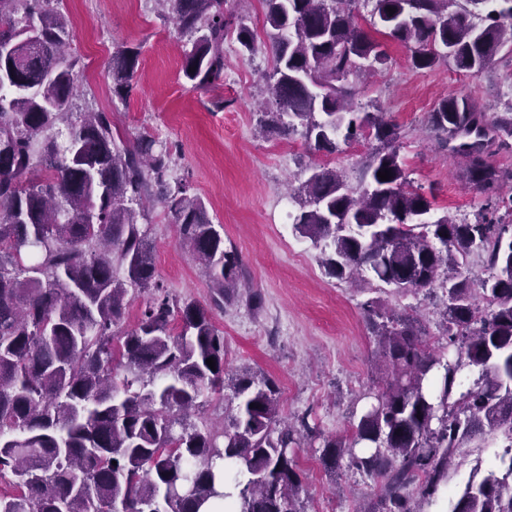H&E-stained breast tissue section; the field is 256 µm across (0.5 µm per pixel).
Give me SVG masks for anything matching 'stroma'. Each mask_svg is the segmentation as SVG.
<instances>
[{
  "mask_svg": "<svg viewBox=\"0 0 512 512\" xmlns=\"http://www.w3.org/2000/svg\"><path fill=\"white\" fill-rule=\"evenodd\" d=\"M70 18L83 69L77 111L112 113V131L126 145L144 134L170 146L176 176L189 177L213 223L224 227V246L239 257L238 295L221 308L211 305V283L179 241L178 228L159 203H151L146 230L154 247L156 275L177 300L208 307L224 335L227 371L271 376L280 388L279 414L288 422L307 418L326 436H342L359 414V394L383 369L367 327L364 303L413 315L425 338L441 346L437 296L399 292L377 280L338 279L326 274L320 251L294 230L300 211L288 188L299 186L314 165L340 169L360 189L370 142L344 144L328 153L309 148L302 133L262 135L259 110L267 98L262 73L271 65V43L259 0H226L227 14L244 19L255 33L256 50L242 51L235 34L224 41V82L196 88L181 73L188 40L164 18L155 0H52ZM121 45L140 49L136 90L129 98L112 91L108 62ZM387 65L357 77L354 105L381 109L397 123V142L411 188L435 197V215L474 220L484 197L460 176V163L444 147L431 123L438 102L466 96L488 118L512 107V54L500 52L482 70L452 65H411L409 47L385 40ZM223 99L215 110L214 99ZM504 446L490 436L464 449L459 464L426 512H450L452 498L473 468L489 469ZM300 501L305 512H368L379 492L373 480L348 468H326L309 440L296 450Z\"/></svg>",
  "mask_w": 512,
  "mask_h": 512,
  "instance_id": "35a3bbf8",
  "label": "stroma"
}]
</instances>
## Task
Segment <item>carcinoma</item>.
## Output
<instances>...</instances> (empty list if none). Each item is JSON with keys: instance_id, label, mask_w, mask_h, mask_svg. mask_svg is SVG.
<instances>
[{"instance_id": "cac0c4a2", "label": "carcinoma", "mask_w": 512, "mask_h": 512, "mask_svg": "<svg viewBox=\"0 0 512 512\" xmlns=\"http://www.w3.org/2000/svg\"><path fill=\"white\" fill-rule=\"evenodd\" d=\"M361 1L369 2L261 0L276 106L263 129H300L311 149L329 153L340 135L375 141L357 195L339 170L310 169L291 194L303 198L295 229L333 277L370 274L398 292L439 290L454 357L428 344L416 318L366 302L387 375L359 397L348 434L329 438L304 420L299 429L281 421L273 378H226L224 336L208 310L172 298L157 280L138 222L152 188L180 243L205 264L214 306L232 296L238 264L224 250L223 225L189 181L173 177L171 149L148 134L131 147L117 143L105 109L73 112L81 59L69 19L46 0H0V477L11 474L18 487L0 496V512H198L219 496L232 499L234 512H304L294 458L303 431L321 440L325 466L347 457L379 483L372 512H424L460 450L499 434L507 442L499 464L468 481L452 512H512V195L502 194L512 173L489 162L494 146H509L512 108L490 121L466 96L437 104L434 128L499 216L430 219L431 198L406 189L399 126L380 109L348 107L349 77L388 60L355 20ZM155 2L191 43L183 77L196 87L224 81L232 24L224 0ZM371 14L383 35L413 46L416 69L478 71L502 49L512 53V0H374ZM236 32L254 51L251 28L239 22ZM139 56L129 46L112 52V91L122 98L134 89ZM384 170L387 181L377 176ZM474 252L489 270L478 289L466 268ZM131 291L151 298L118 337ZM115 364L124 370L119 382ZM466 368L478 370L467 388ZM206 387L232 391L236 412L220 429L189 421Z\"/></svg>"}]
</instances>
